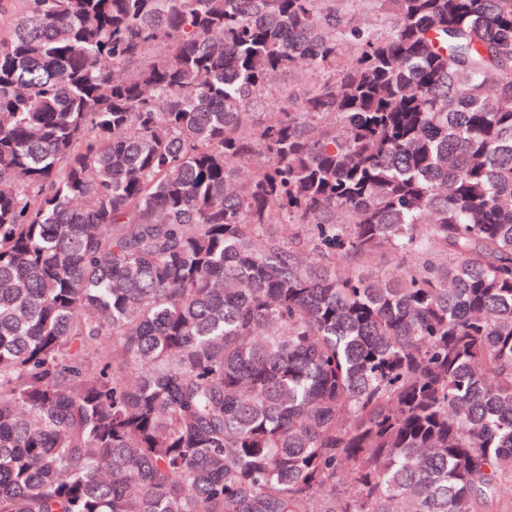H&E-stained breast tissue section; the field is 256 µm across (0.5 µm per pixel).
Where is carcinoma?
<instances>
[{"label":"carcinoma","mask_w":512,"mask_h":512,"mask_svg":"<svg viewBox=\"0 0 512 512\" xmlns=\"http://www.w3.org/2000/svg\"><path fill=\"white\" fill-rule=\"evenodd\" d=\"M24 2L0 512H512V0ZM345 7L357 22L371 24L383 31L389 29V20L378 10L375 2L353 0L347 2Z\"/></svg>","instance_id":"carcinoma-1"}]
</instances>
